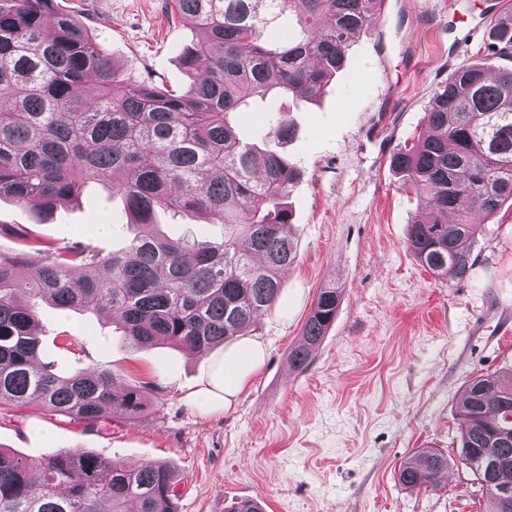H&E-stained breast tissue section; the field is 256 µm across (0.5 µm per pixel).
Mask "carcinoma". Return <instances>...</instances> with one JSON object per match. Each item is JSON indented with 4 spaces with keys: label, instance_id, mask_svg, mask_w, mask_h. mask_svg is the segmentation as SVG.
<instances>
[{
    "label": "carcinoma",
    "instance_id": "1",
    "mask_svg": "<svg viewBox=\"0 0 512 512\" xmlns=\"http://www.w3.org/2000/svg\"><path fill=\"white\" fill-rule=\"evenodd\" d=\"M197 26L182 54L190 84L167 90L132 80L87 27L54 0H0V197L51 210L92 180L110 181L139 231L118 250L51 245L20 232L0 251V410L30 405L85 431L147 407L154 383L119 388L115 374L59 373L39 359L36 301L118 319L122 342L176 345L204 357L257 325L277 304L281 274L297 261L289 188L298 167L245 141L241 115L265 99L315 98L371 30L383 0H170ZM495 54L512 58V22L493 26ZM96 89L92 104L78 94ZM426 134L390 157L421 199L406 247L433 276L461 281L482 225L512 200V68L481 62L437 88ZM293 130L269 115L263 139ZM200 215L224 227L218 241L172 239L157 214ZM341 291L320 290L289 351L309 364L333 322ZM457 459L419 451L400 465L409 490L436 488L450 465L470 469L486 512H512V365L470 379L458 405ZM172 466H131L83 448L28 458L0 448V512H175Z\"/></svg>",
    "mask_w": 512,
    "mask_h": 512
}]
</instances>
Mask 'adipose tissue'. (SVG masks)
<instances>
[{
	"label": "adipose tissue",
	"instance_id": "obj_1",
	"mask_svg": "<svg viewBox=\"0 0 512 512\" xmlns=\"http://www.w3.org/2000/svg\"><path fill=\"white\" fill-rule=\"evenodd\" d=\"M264 355L261 342L242 338L236 348L225 352L223 358L214 363L200 390L204 403L221 409L229 407L249 377L259 369Z\"/></svg>",
	"mask_w": 512,
	"mask_h": 512
}]
</instances>
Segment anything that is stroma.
<instances>
[{
    "instance_id": "1",
    "label": "stroma",
    "mask_w": 512,
    "mask_h": 512,
    "mask_svg": "<svg viewBox=\"0 0 512 512\" xmlns=\"http://www.w3.org/2000/svg\"><path fill=\"white\" fill-rule=\"evenodd\" d=\"M386 0L376 27L357 35L348 63L316 102L289 96L296 133L279 147L301 169L287 199L298 260L282 275L279 303L251 336L261 367L229 409L198 391L211 357L174 347L133 351L110 317L39 310V356L58 371L121 372L156 383L134 422L100 430L31 406L0 412V446L36 457L85 448L130 464L166 461L177 473V512H224L260 498L266 512H482L474 474L448 470L438 490H407L402 461L418 450L454 453L459 399L468 379L512 364V206L488 219L462 281L435 278L406 248L420 211L415 192L389 166L426 131L434 90L460 66L511 65L481 48L512 0ZM168 0H55L89 26L114 62L136 79L184 88L179 52L198 31L168 13ZM120 196L91 181L78 199L42 213L0 198V251L28 232L58 245L85 241L109 251L132 232ZM343 291L336 320L296 370L288 353L320 289Z\"/></svg>"
}]
</instances>
